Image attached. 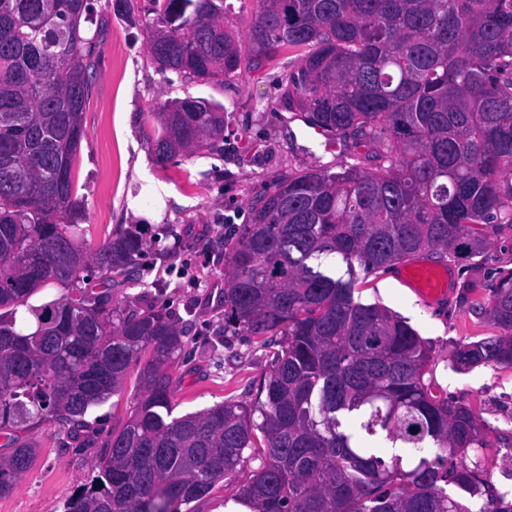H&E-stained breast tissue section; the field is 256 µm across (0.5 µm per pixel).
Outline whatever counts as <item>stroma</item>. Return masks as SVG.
<instances>
[{
    "label": "stroma",
    "mask_w": 512,
    "mask_h": 512,
    "mask_svg": "<svg viewBox=\"0 0 512 512\" xmlns=\"http://www.w3.org/2000/svg\"><path fill=\"white\" fill-rule=\"evenodd\" d=\"M98 11L99 58L83 113L85 137L77 155L75 184L83 199L88 252L115 230L137 226L143 246L136 264L111 281H91L111 305L130 312L159 310L183 328L186 354L171 367L175 415L227 399L252 402L270 369L271 350L255 336L224 330V289L231 273L228 250L252 207L289 173L310 166L338 169L353 153L343 138L322 136L280 98V68H241L229 83H164L148 50L141 22L118 14L108 0ZM204 98L223 105L224 135L216 149L158 162L145 141V113L175 98ZM447 299L425 302L391 274L357 280L354 297L378 304L407 322L430 349V374L449 397L467 405L485 439L469 451L467 466L512 503V366L455 369L452 351L461 344L500 335L486 307L500 271L512 268V227L491 235L484 254L447 264ZM141 388L131 367L121 393L95 408L80 443L66 429L43 422L21 430L38 454L13 494L0 498V512H64L75 490L92 475L99 448L120 431L136 407ZM258 465L245 459L236 478L217 484L188 512H246L234 500L239 483Z\"/></svg>",
    "instance_id": "stroma-1"
}]
</instances>
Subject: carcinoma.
<instances>
[{
	"mask_svg": "<svg viewBox=\"0 0 512 512\" xmlns=\"http://www.w3.org/2000/svg\"><path fill=\"white\" fill-rule=\"evenodd\" d=\"M246 37L226 0H117L143 11L167 82L224 84L241 65L298 53L277 86L288 109L352 141L355 162L280 181L229 249L225 329L275 346L256 400L172 416L168 368L183 330L161 311L129 315L85 287L133 265L130 228L84 252L74 164L98 61L93 0H0V497L37 452L21 426L79 438L86 416L141 365L140 401L100 448L97 474L64 512H182L260 464L235 494L249 512H470L448 495L498 499L460 456L483 447L473 412L436 395L429 348L407 323L354 298L356 281L424 253H484L512 227V0H255ZM156 159L212 149L224 108L171 100L147 113ZM60 297L28 304L40 287ZM487 312L504 334L463 344L460 366L512 365V269ZM386 433L397 450L366 441Z\"/></svg>",
	"mask_w": 512,
	"mask_h": 512,
	"instance_id": "obj_1",
	"label": "carcinoma"
}]
</instances>
